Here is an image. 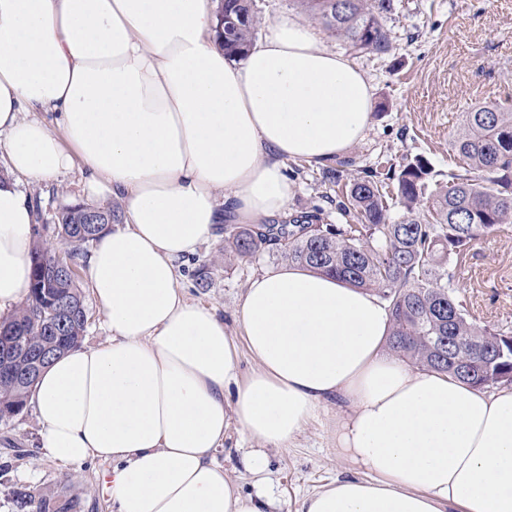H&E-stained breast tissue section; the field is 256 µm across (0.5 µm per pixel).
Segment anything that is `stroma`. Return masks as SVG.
Instances as JSON below:
<instances>
[{
    "label": "stroma",
    "instance_id": "obj_1",
    "mask_svg": "<svg viewBox=\"0 0 512 512\" xmlns=\"http://www.w3.org/2000/svg\"><path fill=\"white\" fill-rule=\"evenodd\" d=\"M383 24L389 37L384 53L355 50L331 30H319L326 47L344 54L364 72L374 91V112L365 139L341 161L324 167L286 162L285 172L296 185L289 216L315 213L324 224L346 223L338 210L337 179L356 178L369 167L384 173L407 157L424 156L435 181L447 182L456 166L449 140L465 112L485 102L512 108V0H394ZM82 180L75 168L58 181L29 188L46 225L40 240L53 251L61 246L48 226L63 206L85 202ZM237 230L234 224L221 225L216 236L179 264L185 297L214 308L232 332L248 279L282 262L268 251L244 259L225 257V241ZM202 267L211 273L205 288L198 286L195 276ZM453 272L457 298L477 325L512 329V224L474 245ZM340 415L336 405H328L290 445L269 449L280 512H298L304 495L353 475L351 463L336 446ZM39 431L30 404L0 421V512H24L14 496L20 488L36 497L55 493L78 500L77 512H114L102 484L111 462L89 460L78 471H70L45 456ZM251 446L232 429L215 453L225 475L245 491L251 490L252 477L244 470L241 455Z\"/></svg>",
    "mask_w": 512,
    "mask_h": 512
}]
</instances>
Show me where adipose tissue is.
Segmentation results:
<instances>
[{
  "label": "adipose tissue",
  "mask_w": 512,
  "mask_h": 512,
  "mask_svg": "<svg viewBox=\"0 0 512 512\" xmlns=\"http://www.w3.org/2000/svg\"><path fill=\"white\" fill-rule=\"evenodd\" d=\"M373 110L363 72L291 17L237 65L212 0H0V311L29 289L25 181L81 165L87 192L130 217L84 263L110 338L55 359L31 394L48 457L111 462L115 512H264L268 449L332 402L357 475L300 512H512V388L392 355L375 293L298 265L255 274L236 314L257 364L242 382L236 338L180 291V261L219 224L287 218L286 161L327 165ZM233 426L256 443L242 458L250 493L214 457Z\"/></svg>",
  "instance_id": "ef3b65f1"
}]
</instances>
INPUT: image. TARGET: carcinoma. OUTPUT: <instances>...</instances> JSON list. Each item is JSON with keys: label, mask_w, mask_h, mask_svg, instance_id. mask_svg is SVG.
<instances>
[{"label": "carcinoma", "mask_w": 512, "mask_h": 512, "mask_svg": "<svg viewBox=\"0 0 512 512\" xmlns=\"http://www.w3.org/2000/svg\"><path fill=\"white\" fill-rule=\"evenodd\" d=\"M313 19L354 48L373 53L388 50L383 19L393 0H303ZM225 10L247 19L225 28L224 52L244 58L259 20L249 0H226ZM459 165L448 182L424 198L432 174L430 163L414 157L400 165L391 197L373 169L348 183L342 214L354 212L357 224L313 223L301 215L285 224H261L233 235L226 253L252 257L279 249L280 256L313 271L332 274L377 293L392 317L389 346L414 367L430 369L479 389L512 385V332L480 327L455 298L454 274L448 264L478 240L503 224L512 223V112L498 103H484L466 113L463 125L449 141ZM403 215L391 219L390 209ZM94 210L120 220L119 208L76 203L56 215L54 231L69 246L71 265L51 275L56 253L42 244L32 251V275L25 302L0 317L18 331L19 342L51 351L55 358L77 346L87 314L76 286L80 248L97 240L104 225L82 224ZM34 385L0 381V421L19 414ZM20 507L35 512H71L69 503L51 496L32 500L18 492Z\"/></svg>", "instance_id": "1"}]
</instances>
